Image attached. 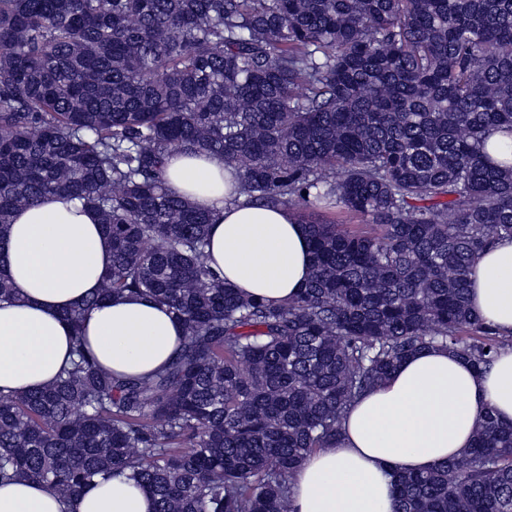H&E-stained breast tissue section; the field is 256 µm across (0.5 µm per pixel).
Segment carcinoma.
<instances>
[{"label": "carcinoma", "instance_id": "1", "mask_svg": "<svg viewBox=\"0 0 512 512\" xmlns=\"http://www.w3.org/2000/svg\"><path fill=\"white\" fill-rule=\"evenodd\" d=\"M512 0H0V304L13 213L65 193L112 265L64 311L70 367L0 390V480L64 500L124 473L155 512H293L290 481L334 448L361 394L442 348L479 369L512 336L469 307L476 254L512 238ZM219 156L247 200L308 229L313 270L279 304L208 268L211 214L166 159ZM344 209L371 234L310 209ZM168 306L181 349L143 378L103 368L86 309ZM396 512H512V423L394 482Z\"/></svg>", "mask_w": 512, "mask_h": 512}]
</instances>
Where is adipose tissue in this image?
Masks as SVG:
<instances>
[{"label":"adipose tissue","instance_id":"obj_1","mask_svg":"<svg viewBox=\"0 0 512 512\" xmlns=\"http://www.w3.org/2000/svg\"><path fill=\"white\" fill-rule=\"evenodd\" d=\"M169 188L213 216L208 263L225 282L280 302L311 277L309 236L287 207L239 195L234 170L214 155L170 158ZM6 273L19 300L0 304V389L53 382L71 358L63 310L82 305L112 263L97 215L62 195L15 212ZM470 307L501 335H512V239L496 240L472 264ZM85 336L98 362L144 377L180 349L181 322L150 299L124 296L86 314ZM512 421V350L477 369L447 350L404 359L375 390L352 403L338 447L313 454L291 482L294 512H394L395 474L425 471L468 448L487 412ZM151 497L118 476L62 502L42 483L0 485V512H153Z\"/></svg>","mask_w":512,"mask_h":512}]
</instances>
